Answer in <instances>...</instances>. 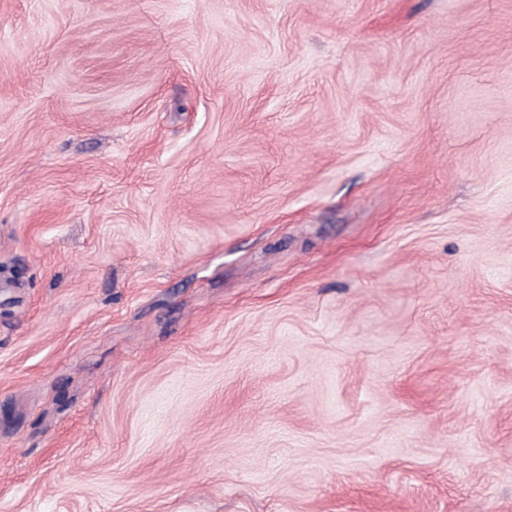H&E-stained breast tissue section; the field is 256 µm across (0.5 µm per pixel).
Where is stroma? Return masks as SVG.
Wrapping results in <instances>:
<instances>
[{
  "mask_svg": "<svg viewBox=\"0 0 512 512\" xmlns=\"http://www.w3.org/2000/svg\"><path fill=\"white\" fill-rule=\"evenodd\" d=\"M0 512H512V0H0Z\"/></svg>",
  "mask_w": 512,
  "mask_h": 512,
  "instance_id": "35a3bbf8",
  "label": "stroma"
}]
</instances>
